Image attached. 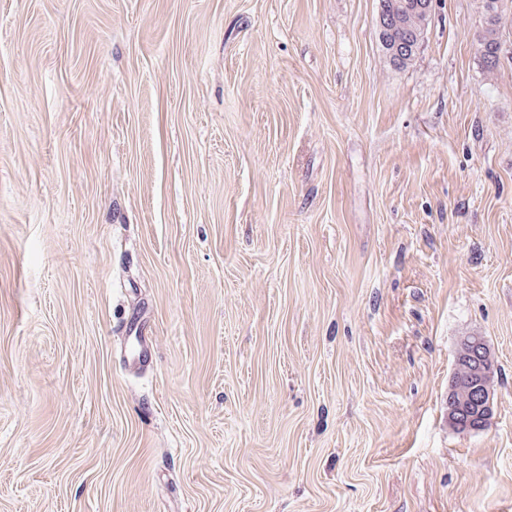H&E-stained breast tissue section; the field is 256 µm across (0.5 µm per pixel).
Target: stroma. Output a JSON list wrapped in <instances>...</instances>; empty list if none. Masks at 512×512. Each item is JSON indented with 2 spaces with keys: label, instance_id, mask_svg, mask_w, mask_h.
Wrapping results in <instances>:
<instances>
[{
  "label": "stroma",
  "instance_id": "1",
  "mask_svg": "<svg viewBox=\"0 0 512 512\" xmlns=\"http://www.w3.org/2000/svg\"><path fill=\"white\" fill-rule=\"evenodd\" d=\"M378 10L0 0V512H512V23ZM421 0H380V10L389 18V29L378 37L381 47L389 64L396 69L410 68L417 56V52H400L399 55L391 53L396 43L413 39L414 35L423 34L429 25L428 18L420 8ZM508 0H482L485 28L479 36L478 45L482 62L488 73H494L500 63L502 45L499 29L508 10ZM476 344V348L481 350L476 354L479 357L474 368L473 374L468 378V388H461L463 393L470 394L469 399H457L456 391L464 385L456 376L458 366L456 362L455 373L451 382L452 387L448 392V423L454 429L462 431L466 427V418L468 415L476 413L475 419L479 421L481 429H487L493 418V397L492 385L496 373L495 362L488 346ZM468 390V393H467ZM477 429L474 431H480Z\"/></svg>",
  "mask_w": 512,
  "mask_h": 512
}]
</instances>
